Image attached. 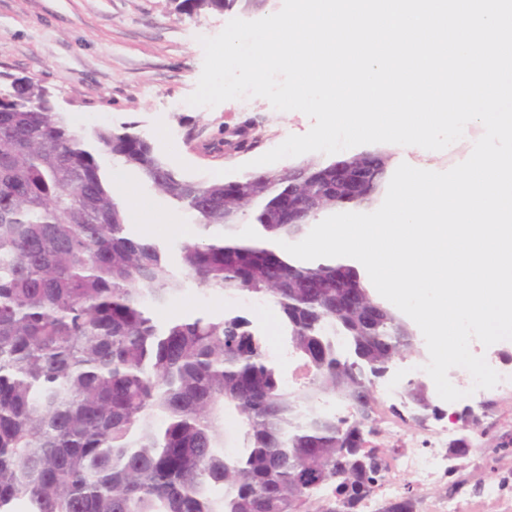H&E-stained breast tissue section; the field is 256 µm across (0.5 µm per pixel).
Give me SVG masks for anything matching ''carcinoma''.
Wrapping results in <instances>:
<instances>
[{
  "label": "carcinoma",
  "instance_id": "carcinoma-1",
  "mask_svg": "<svg viewBox=\"0 0 512 512\" xmlns=\"http://www.w3.org/2000/svg\"><path fill=\"white\" fill-rule=\"evenodd\" d=\"M233 2L183 0L189 12ZM12 84L0 101V512L19 501L30 512H354L384 472L378 422L362 423L358 404L416 337L390 306L372 321L336 310V265L268 246L304 228L277 223L284 191L336 206L338 161L242 177L255 234L241 237L224 223L238 210L224 184L177 173L134 133L72 126L31 79ZM90 140L203 231L221 230L183 245L182 272L222 295L273 298L302 386L288 390L242 317L157 325L151 308L170 301L176 275L157 244L129 235ZM386 173L384 162L363 205ZM246 373L251 395L238 391ZM329 393L349 415L314 408ZM228 410L243 430L234 452L218 434ZM405 413L440 418L430 398Z\"/></svg>",
  "mask_w": 512,
  "mask_h": 512
}]
</instances>
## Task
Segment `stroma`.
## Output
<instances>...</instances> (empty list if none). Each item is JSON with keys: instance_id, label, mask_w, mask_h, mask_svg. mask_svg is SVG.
<instances>
[{"instance_id": "1", "label": "stroma", "mask_w": 512, "mask_h": 512, "mask_svg": "<svg viewBox=\"0 0 512 512\" xmlns=\"http://www.w3.org/2000/svg\"><path fill=\"white\" fill-rule=\"evenodd\" d=\"M180 0H0V89L11 79L29 78L50 93L58 110L73 126L130 127L154 154L184 176L235 180L234 170L255 162L256 173L285 172L298 158L269 166L257 159L280 135H302L313 125L300 111L271 109L267 99L228 100L212 108L188 104L200 78L204 50L201 38L218 35L235 18L257 20L278 12L283 0H237L224 12L179 11ZM178 139H170L171 130ZM481 129L453 149L381 144L391 167L401 163L444 172L463 162ZM115 195L127 209L134 234L156 242L172 269L178 289L171 302L154 312L158 322L206 314L240 315L255 330L281 328V315L271 299L261 305L243 297L222 296L180 271V249L196 240L200 229L191 214L148 184L139 172L111 156L100 155ZM450 413L463 410L479 417L469 435L493 441L496 422L512 419V399L486 408L465 397L441 402Z\"/></svg>"}]
</instances>
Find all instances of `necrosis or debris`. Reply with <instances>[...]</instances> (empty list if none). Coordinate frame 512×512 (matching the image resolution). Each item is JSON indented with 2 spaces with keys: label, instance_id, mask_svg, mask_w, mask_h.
<instances>
[{
  "label": "necrosis or debris",
  "instance_id": "obj_1",
  "mask_svg": "<svg viewBox=\"0 0 512 512\" xmlns=\"http://www.w3.org/2000/svg\"><path fill=\"white\" fill-rule=\"evenodd\" d=\"M448 430L425 437L398 435L385 456L383 479L359 504L358 512H382L404 497L408 483L429 489L418 512H512V424L494 447L470 438L464 454L451 453Z\"/></svg>",
  "mask_w": 512,
  "mask_h": 512
}]
</instances>
